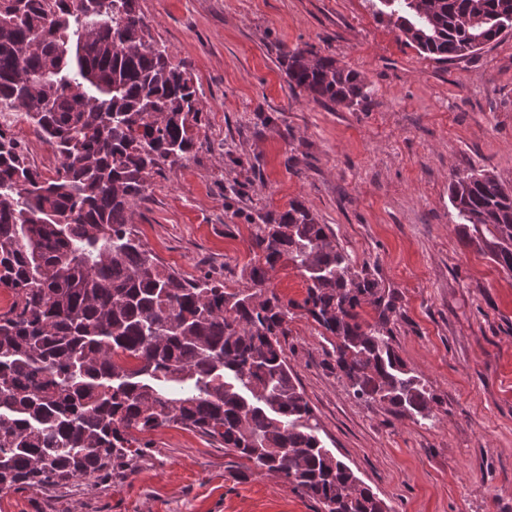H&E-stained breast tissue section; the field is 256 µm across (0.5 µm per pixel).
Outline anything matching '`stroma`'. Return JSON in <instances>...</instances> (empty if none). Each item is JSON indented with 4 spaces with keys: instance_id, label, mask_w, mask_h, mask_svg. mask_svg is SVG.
Segmentation results:
<instances>
[{
    "instance_id": "obj_1",
    "label": "stroma",
    "mask_w": 512,
    "mask_h": 512,
    "mask_svg": "<svg viewBox=\"0 0 512 512\" xmlns=\"http://www.w3.org/2000/svg\"><path fill=\"white\" fill-rule=\"evenodd\" d=\"M202 93L197 148L153 176L134 214L162 263L249 288L258 214L301 202L394 299L400 357L437 402L399 419L355 399L303 310L283 342L325 446L388 512H512V272L469 245L455 175L512 186V33L443 63L376 20L367 0H139ZM334 57L373 90L323 104L288 84L282 48ZM134 474L0 493V512H319L277 476L235 477L220 441L179 426L140 434Z\"/></svg>"
}]
</instances>
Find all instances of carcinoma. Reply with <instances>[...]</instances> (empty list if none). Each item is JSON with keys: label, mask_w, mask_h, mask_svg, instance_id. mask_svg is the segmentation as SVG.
I'll list each match as a JSON object with an SVG mask.
<instances>
[{"label": "carcinoma", "mask_w": 512, "mask_h": 512, "mask_svg": "<svg viewBox=\"0 0 512 512\" xmlns=\"http://www.w3.org/2000/svg\"><path fill=\"white\" fill-rule=\"evenodd\" d=\"M398 38L442 62L512 31V0H367ZM290 86L355 108L371 98L335 58L281 52ZM0 102L60 159L51 175L0 131V491L135 471V434L171 425L224 442L237 476L272 473L322 512H386L319 436L282 339L302 309L331 336L355 398L403 419L432 417L430 393L392 344L394 305L303 204L258 215L252 288L188 279L141 241L148 177L195 148L198 88L150 34L138 0H0ZM450 202L471 244L512 271V189L456 175ZM302 301L268 287L280 262ZM377 319L367 322L363 302Z\"/></svg>", "instance_id": "1"}]
</instances>
